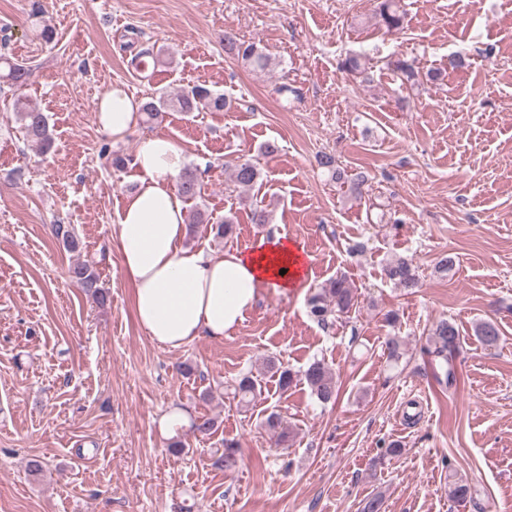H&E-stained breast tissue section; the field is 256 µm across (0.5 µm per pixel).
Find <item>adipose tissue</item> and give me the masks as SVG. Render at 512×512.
<instances>
[{
    "mask_svg": "<svg viewBox=\"0 0 512 512\" xmlns=\"http://www.w3.org/2000/svg\"><path fill=\"white\" fill-rule=\"evenodd\" d=\"M138 110V101L116 84L98 102V123L117 142ZM183 164L168 137L143 140L134 159L138 187L112 227L136 320L151 340L172 349L202 337L223 339L243 322L261 285L297 287L304 267L300 247L279 233L220 256L185 246L186 212L174 187Z\"/></svg>",
    "mask_w": 512,
    "mask_h": 512,
    "instance_id": "obj_1",
    "label": "adipose tissue"
}]
</instances>
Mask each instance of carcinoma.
I'll return each instance as SVG.
<instances>
[{"instance_id":"carcinoma-1","label":"carcinoma","mask_w":512,"mask_h":512,"mask_svg":"<svg viewBox=\"0 0 512 512\" xmlns=\"http://www.w3.org/2000/svg\"><path fill=\"white\" fill-rule=\"evenodd\" d=\"M378 14L382 24L389 31L397 30L402 26L403 15L399 10L398 0H378ZM225 50L233 55L241 57L256 68L264 69L269 64V58L254 43L246 44L227 36L224 38ZM7 73L0 74V80L20 88L24 86L30 76V69L18 61L5 62ZM392 70L399 75L404 83H416L419 81V71L406 60L397 58L390 62ZM231 107V101L222 93H216L201 85L185 89L177 94L160 91L142 103L140 111L144 112L148 119L155 121L163 117L164 112L175 109L179 112H194L200 108L212 112H222ZM16 119L21 125L24 136L40 145L42 151L47 152L52 147V136L49 130V118L46 113L35 107H31L17 99L14 101ZM320 165L332 173V178L348 185L349 193L360 196L363 187L368 182V176L358 172L350 176L341 172L336 167L333 156L325 154L320 158ZM260 177V171L251 161L237 162L234 164V182L243 188L254 186ZM178 193L187 200H194L200 194V187L196 175L191 171L183 172L178 183ZM53 233L68 248L74 250L78 247V241L69 224L53 225ZM386 279L398 287L411 291L419 287V277L412 261L398 258L388 262L383 268ZM71 283L81 288L83 292L99 304L107 300V291L100 285V276L96 268L85 262H78L68 271ZM311 316L320 324H326L329 320H337L349 316L353 308L357 306V297L354 288L343 277L331 279L314 293L308 300ZM475 336L486 346L493 347L501 339L499 325L492 319L482 320L475 325ZM433 348L428 354L434 360L448 362V356L456 352L460 347V334L455 324L445 318L436 321L431 328ZM264 371L276 379L278 390L286 394L293 385L302 381L307 384L311 394L322 403L336 401L339 387L336 377L329 365L322 359L311 361L302 372H295L285 366L276 358L266 359ZM262 393L261 381L253 374L242 376L234 385V397L238 403L249 406ZM266 425L274 433L276 444L284 445L291 438L290 429L285 426L280 417L274 413L266 418ZM191 429L196 436L206 437L217 430V421L207 414L195 417L191 423ZM240 462V449L234 440H224V451L218 457L217 463L226 472H234Z\"/></svg>"}]
</instances>
